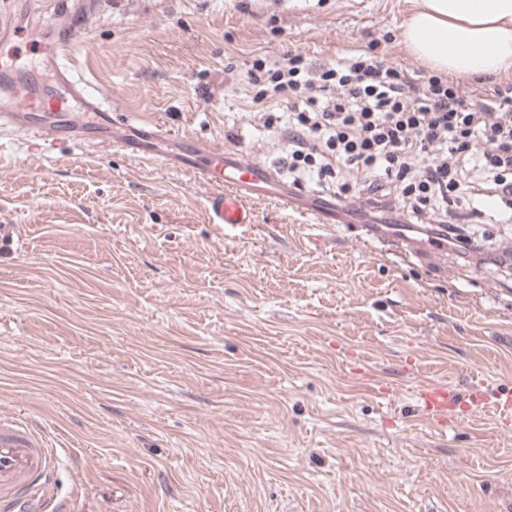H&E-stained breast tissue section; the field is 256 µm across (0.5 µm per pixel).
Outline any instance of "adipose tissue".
Here are the masks:
<instances>
[{
    "mask_svg": "<svg viewBox=\"0 0 512 512\" xmlns=\"http://www.w3.org/2000/svg\"><path fill=\"white\" fill-rule=\"evenodd\" d=\"M401 39L438 72L461 77L512 72V0H416Z\"/></svg>",
    "mask_w": 512,
    "mask_h": 512,
    "instance_id": "adipose-tissue-1",
    "label": "adipose tissue"
}]
</instances>
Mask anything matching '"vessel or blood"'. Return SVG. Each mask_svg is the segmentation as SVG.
<instances>
[{
    "instance_id": "1",
    "label": "vessel or blood",
    "mask_w": 512,
    "mask_h": 512,
    "mask_svg": "<svg viewBox=\"0 0 512 512\" xmlns=\"http://www.w3.org/2000/svg\"><path fill=\"white\" fill-rule=\"evenodd\" d=\"M90 27L42 44L55 69L54 88L45 91L38 80L26 76L13 53H0V90L8 89L7 105H0V130L19 136L27 146L49 147L69 143L77 147L106 144L145 163L173 165L211 189L208 215L213 224L240 227L251 223L255 202L276 199L284 208L299 206L298 191L287 189L277 170L249 158L235 147L215 149L209 141L188 139L176 159L159 153L157 146L169 139L163 124L128 119L112 120V105L101 92L79 75L73 65L76 44L89 41ZM77 103L93 117L92 128L72 124L66 117L70 103ZM359 205L320 202L310 210L313 223L334 227L355 224L360 243L409 261L428 255L433 264L445 263L447 241L415 235L408 224L354 223ZM416 410L431 424L444 427L451 414L475 415L489 410L512 414V393L490 396L473 388L460 392L442 382L428 381L416 393ZM55 456L45 439L25 422L0 417V512H44Z\"/></svg>"
}]
</instances>
